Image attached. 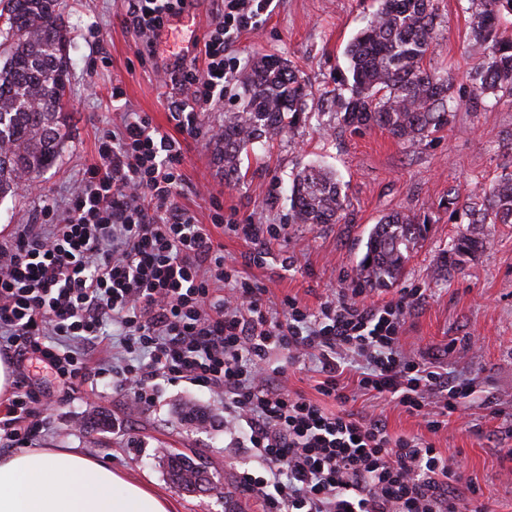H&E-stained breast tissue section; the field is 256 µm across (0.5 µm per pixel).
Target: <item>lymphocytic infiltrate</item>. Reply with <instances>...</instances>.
<instances>
[{"label": "lymphocytic infiltrate", "mask_w": 512, "mask_h": 512, "mask_svg": "<svg viewBox=\"0 0 512 512\" xmlns=\"http://www.w3.org/2000/svg\"><path fill=\"white\" fill-rule=\"evenodd\" d=\"M184 0H122L123 21L153 57ZM274 0H222L200 56L163 71L180 93L174 132L128 113L98 139L64 209L47 204L0 244V350L36 362L62 387L111 375L135 406L151 404L159 381L189 380L224 397V426L242 434L258 462L240 489L262 512H464L476 489L463 464L436 448L448 414L471 395L469 380L406 353L407 313L417 288L367 303L353 286L310 309L294 298L282 311L242 270L263 264L276 224H241L211 199L209 224L178 202L185 182L180 135L223 98L241 61L240 37L257 29ZM252 244L226 260L212 228ZM315 358V397L288 389L286 363ZM395 404L420 433L392 434L378 417L349 410L357 397ZM39 395L20 378L0 408V446L34 440Z\"/></svg>", "instance_id": "1"}]
</instances>
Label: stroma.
Listing matches in <instances>:
<instances>
[{
  "label": "stroma",
  "instance_id": "obj_1",
  "mask_svg": "<svg viewBox=\"0 0 512 512\" xmlns=\"http://www.w3.org/2000/svg\"><path fill=\"white\" fill-rule=\"evenodd\" d=\"M435 3L438 26L425 64L452 77L455 97L469 98L476 59L469 47L468 0ZM376 7L377 0H278L260 29L237 43L241 67L223 101L199 115L201 135L186 142L180 201L204 217L213 194L239 222L280 225L264 266L246 274L268 288L273 303L291 296L313 310L355 280L368 231L382 216L398 211L425 221L427 236L398 285L367 291L366 298L384 302L400 289H423L422 303L406 318L404 350L474 383L464 416H449L436 445L461 453L464 475L479 487L478 500L490 512H512V224L484 225L485 245L476 257L461 270L440 269L452 239L465 230L448 219L449 193L465 200L512 173V103L486 97L477 110L457 112L447 127L415 144L400 143L379 127L338 131L340 115L329 104L337 93L336 74L345 70L346 47ZM217 8L216 0H194L193 21L176 22L156 56L142 62L136 36L122 23L120 0H63L72 60L65 105L71 136L56 164L39 177L41 193L0 200V242L44 203L64 207L83 170L97 159L99 136L119 126L124 113L139 112L167 126L172 91L159 84L156 72L189 37L203 36ZM266 55L288 60L308 80L313 97L304 121L249 153L228 179L211 132L236 108L246 77ZM116 84L125 91L117 102L110 98ZM312 164L341 179L348 197L345 221L292 223L288 187ZM27 373L40 393L44 427L34 447L75 449L148 484L170 499L173 512H261L238 488L240 472L255 463L224 431L222 396L184 380L164 381L153 403L137 408L108 375L69 395L45 372L31 367ZM91 419L98 420L97 428L88 427ZM171 452L207 465L211 491L179 490L166 474L164 457Z\"/></svg>",
  "mask_w": 512,
  "mask_h": 512
}]
</instances>
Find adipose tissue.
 <instances>
[{"instance_id": "obj_1", "label": "adipose tissue", "mask_w": 512, "mask_h": 512, "mask_svg": "<svg viewBox=\"0 0 512 512\" xmlns=\"http://www.w3.org/2000/svg\"><path fill=\"white\" fill-rule=\"evenodd\" d=\"M0 512H170L148 486L62 448L0 456Z\"/></svg>"}]
</instances>
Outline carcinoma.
<instances>
[{"label":"carcinoma","instance_id":"1","mask_svg":"<svg viewBox=\"0 0 512 512\" xmlns=\"http://www.w3.org/2000/svg\"><path fill=\"white\" fill-rule=\"evenodd\" d=\"M472 99L512 97V37L500 31L512 0H468ZM61 0H0V199L54 165L69 139L63 112L69 92L70 57L61 21ZM437 25L432 0H383L381 8L347 48L352 78L341 100L342 127L386 129L399 142H419L447 126L462 103L449 78L424 67ZM312 91L279 57L261 58L245 82L233 112L224 113L219 142L224 173L235 174L242 155L258 143L299 124ZM292 223L338 224L347 198L336 175L304 169L291 186ZM463 211L468 227L452 240L444 270L460 268L483 248L485 224H512V175L480 189L478 200L448 193V211ZM426 225L393 212L370 230L357 264V280L371 290L392 287L424 241ZM170 480L189 493L211 488L208 471L180 453L166 455Z\"/></svg>","mask_w":512,"mask_h":512}]
</instances>
